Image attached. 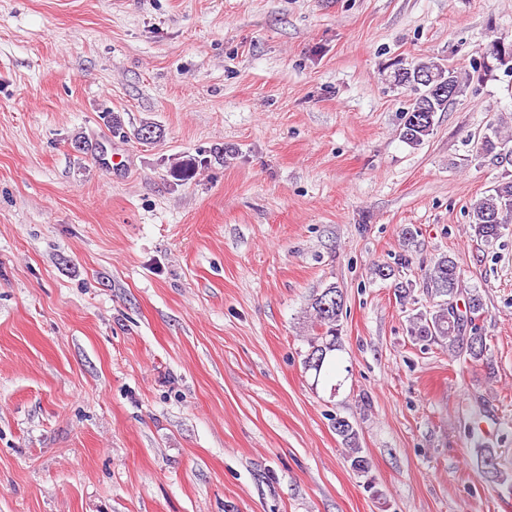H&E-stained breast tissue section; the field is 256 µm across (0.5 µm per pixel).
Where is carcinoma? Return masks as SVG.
Listing matches in <instances>:
<instances>
[{
	"mask_svg": "<svg viewBox=\"0 0 512 512\" xmlns=\"http://www.w3.org/2000/svg\"><path fill=\"white\" fill-rule=\"evenodd\" d=\"M490 55L501 67L512 72V40L496 37L488 44ZM393 83L404 87L412 96L410 107L403 116L402 139L410 145H420L433 133L434 117L448 109V97L434 94V89L452 83L457 93H463V86L470 75H461L440 62H417L394 70ZM153 133V138L161 135L158 125L144 119L133 129L132 136L141 143L150 139L144 132ZM512 148V137L502 135L498 129L484 134L480 139L483 155L496 160L502 151ZM202 160L192 155L172 159L170 176L177 182L193 179ZM470 228L474 235L486 242L503 235L512 224V180H502L488 193L475 201L469 211ZM464 273L457 261L448 254L436 257L422 284V292L433 305L421 311L410 320L409 333L414 339L432 342L448 350V355L470 363H491L490 345L481 328L474 324L485 312V301L476 288L463 291ZM464 297L463 305H458L459 297ZM345 299L342 289L331 284L315 295L311 302L316 324L324 328L322 334L313 337L309 343L303 364L304 369L321 372L331 363L334 352L341 347V318ZM332 427L347 449V462L351 469L361 475L369 473L370 463L361 455L359 433L355 425L345 417L332 418ZM470 443L478 461L481 475L487 481L512 487V473L497 466V450L485 446L475 428L468 430Z\"/></svg>",
	"mask_w": 512,
	"mask_h": 512,
	"instance_id": "obj_1",
	"label": "carcinoma"
}]
</instances>
